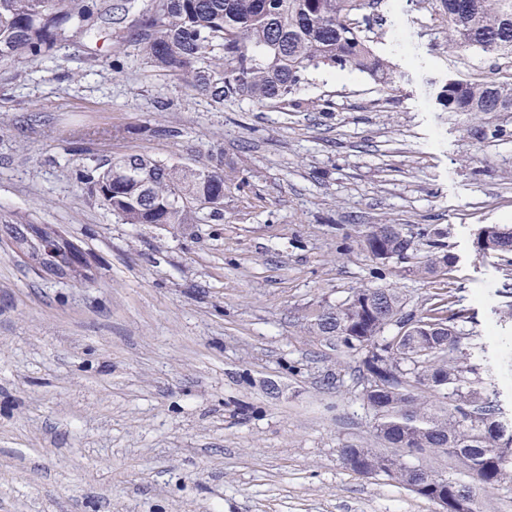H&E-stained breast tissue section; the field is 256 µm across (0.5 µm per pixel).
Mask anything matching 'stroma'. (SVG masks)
Wrapping results in <instances>:
<instances>
[{
	"label": "stroma",
	"instance_id": "1",
	"mask_svg": "<svg viewBox=\"0 0 512 512\" xmlns=\"http://www.w3.org/2000/svg\"><path fill=\"white\" fill-rule=\"evenodd\" d=\"M98 3L94 35L0 64V218L63 231L95 273L43 278L0 250V512H440L342 466L343 444L381 446L361 358L307 327L359 288L396 289L416 316L451 292L512 420V265L476 247L512 225V112L439 102L448 81L511 78L512 60L450 50L435 0H391L371 37L394 88L321 70L306 109L220 105L140 57L153 0ZM127 154L223 157L222 215L122 223L76 171ZM371 224L421 254L439 234L452 271L372 260Z\"/></svg>",
	"mask_w": 512,
	"mask_h": 512
}]
</instances>
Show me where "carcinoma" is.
Segmentation results:
<instances>
[{"mask_svg": "<svg viewBox=\"0 0 512 512\" xmlns=\"http://www.w3.org/2000/svg\"><path fill=\"white\" fill-rule=\"evenodd\" d=\"M382 0H156L139 42L150 66L177 77L214 102L247 98L298 108L296 97L313 71H358L392 84L390 62L371 46L367 9ZM448 18L449 45L457 51L512 59V0H437ZM97 0H0V62L47 56L66 32L94 29ZM450 112H512V82L454 80L439 97ZM124 224H194L207 203L224 195V160L205 167L166 164L129 155L102 159L78 170ZM35 237L15 248L57 275L88 281L90 267L73 262L74 243L30 225ZM371 257L380 246L404 256L410 241L394 224H373L364 234ZM483 254L512 256V228L484 227L476 242ZM454 257L430 251L412 266L425 277L445 274ZM392 288H359L345 302L319 310L310 332L362 355L360 400L373 416L376 438L406 453H443L459 475L441 476L404 464L395 455L345 444L342 465L363 476H384L427 499L442 512H482L480 492L512 488V426L500 420L496 393L475 362L472 337L453 295L418 317L404 314ZM399 331L384 335L389 326Z\"/></svg>", "mask_w": 512, "mask_h": 512, "instance_id": "1", "label": "carcinoma"}]
</instances>
